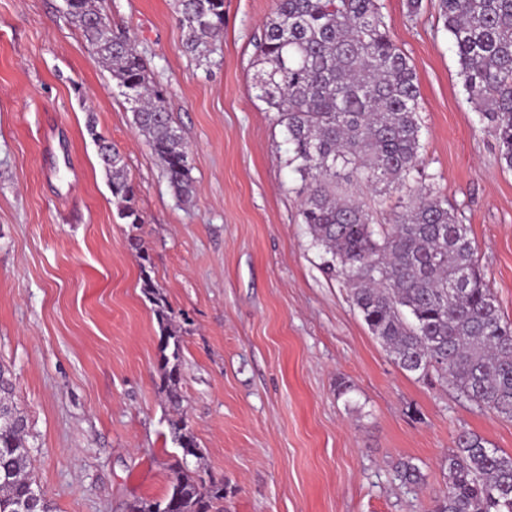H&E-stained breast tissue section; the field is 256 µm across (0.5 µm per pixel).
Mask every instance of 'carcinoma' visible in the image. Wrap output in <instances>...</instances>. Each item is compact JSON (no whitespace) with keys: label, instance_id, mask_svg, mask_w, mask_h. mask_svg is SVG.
<instances>
[{"label":"carcinoma","instance_id":"1","mask_svg":"<svg viewBox=\"0 0 512 512\" xmlns=\"http://www.w3.org/2000/svg\"><path fill=\"white\" fill-rule=\"evenodd\" d=\"M68 22L108 68L132 104L133 123L162 161L174 193H195L187 147L153 82L144 56L119 29L94 22L97 0H65ZM182 46L208 61L209 42L224 31V0H177ZM439 18L458 57L468 99L492 130L500 160L512 169V0H437ZM381 0H276L258 45L253 88L277 112L288 144V166L299 175L300 216L342 279L370 332L402 369L434 372L480 406L512 418V324L503 321L485 282L469 228L448 200L418 194L395 223L343 194L341 182L377 187L421 174L419 88L409 58L391 40ZM121 218L142 223L124 156L97 139ZM143 292L156 306L163 332L160 390L173 409L168 426L180 449L163 497L140 500L129 512H219L224 480L189 458L199 445L180 412L182 345L178 329L150 277ZM0 370V512H50L28 466L26 416L11 401ZM397 476L418 485L417 466L401 462ZM434 512H512V455L463 432L448 453V492Z\"/></svg>","mask_w":512,"mask_h":512}]
</instances>
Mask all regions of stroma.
Returning <instances> with one entry per match:
<instances>
[{
  "label": "stroma",
  "mask_w": 512,
  "mask_h": 512,
  "mask_svg": "<svg viewBox=\"0 0 512 512\" xmlns=\"http://www.w3.org/2000/svg\"><path fill=\"white\" fill-rule=\"evenodd\" d=\"M383 4L417 76L423 178L346 192L378 224L417 193L447 199L512 322V170L468 100L436 0L415 15ZM102 8L166 88L196 193L175 195L63 0H0V366L51 512H128L173 477L146 274L180 327L181 409L200 468L224 480L223 512H433L459 433L512 454V419L399 367L324 273L278 115L253 89L274 0H224L206 64L182 49L176 0ZM91 124L122 152L141 224L120 219ZM402 460L422 485L401 484Z\"/></svg>",
  "instance_id": "1"
}]
</instances>
